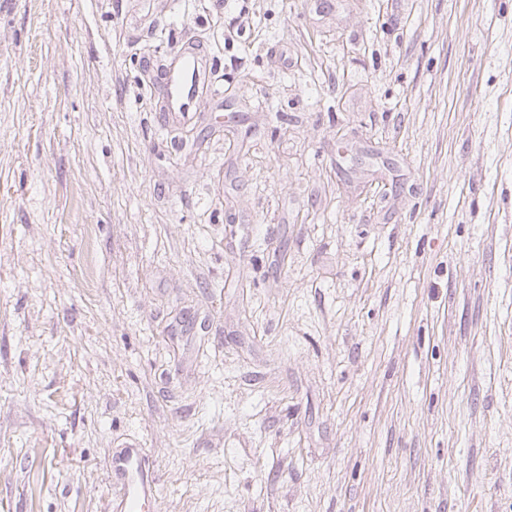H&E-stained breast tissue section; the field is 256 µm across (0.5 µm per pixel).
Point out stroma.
Here are the masks:
<instances>
[{
    "label": "stroma",
    "mask_w": 512,
    "mask_h": 512,
    "mask_svg": "<svg viewBox=\"0 0 512 512\" xmlns=\"http://www.w3.org/2000/svg\"><path fill=\"white\" fill-rule=\"evenodd\" d=\"M248 3L0 0V512H512V0ZM199 62L198 56L192 53H182L172 60L161 77V112L185 119L193 116L189 112L201 109ZM112 479L120 490L112 500L113 512H142L144 505L157 499V475L146 468L141 448L136 444L116 450L112 459Z\"/></svg>",
    "instance_id": "1"
}]
</instances>
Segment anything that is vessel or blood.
Here are the masks:
<instances>
[{"label": "vessel or blood", "mask_w": 512, "mask_h": 512, "mask_svg": "<svg viewBox=\"0 0 512 512\" xmlns=\"http://www.w3.org/2000/svg\"><path fill=\"white\" fill-rule=\"evenodd\" d=\"M201 65L197 55L176 56L165 70L162 82V111L188 118L201 102L199 79ZM112 479L120 493L112 500L113 512H142L144 505L156 500L158 479L146 467L141 449L134 444L116 450L112 459Z\"/></svg>", "instance_id": "1"}]
</instances>
